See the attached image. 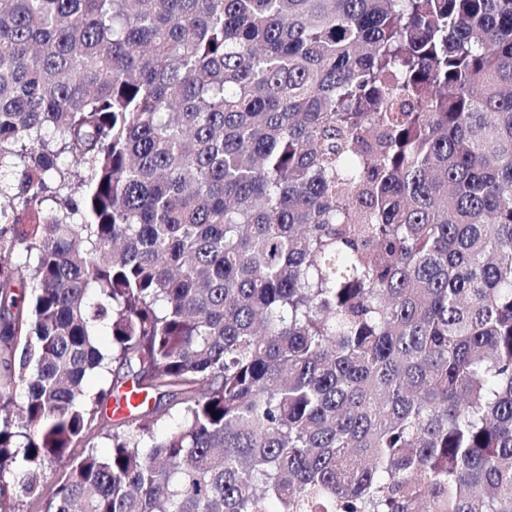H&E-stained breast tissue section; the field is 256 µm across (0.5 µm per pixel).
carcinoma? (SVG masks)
<instances>
[{
	"label": "carcinoma",
	"mask_w": 512,
	"mask_h": 512,
	"mask_svg": "<svg viewBox=\"0 0 512 512\" xmlns=\"http://www.w3.org/2000/svg\"><path fill=\"white\" fill-rule=\"evenodd\" d=\"M4 168L0 512H512V0H0Z\"/></svg>",
	"instance_id": "1"
}]
</instances>
